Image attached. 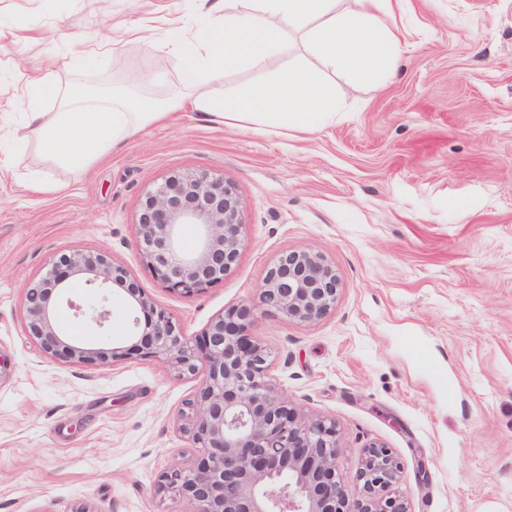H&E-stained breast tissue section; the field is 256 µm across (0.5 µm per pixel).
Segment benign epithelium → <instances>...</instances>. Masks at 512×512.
<instances>
[{
	"mask_svg": "<svg viewBox=\"0 0 512 512\" xmlns=\"http://www.w3.org/2000/svg\"><path fill=\"white\" fill-rule=\"evenodd\" d=\"M242 212V199L224 178L174 172L144 193L135 224L141 256L169 291L201 294L238 261ZM187 224L198 229L190 252L180 244ZM76 276L98 289L96 302L72 296L69 280ZM111 283L121 291V342L112 340L117 305ZM337 292L336 271L322 253L290 251L268 269L258 302L225 310L191 340L108 253L73 250L57 254L51 269L27 284L25 328L52 361L105 366L138 356L160 359L180 375L202 373L187 413L199 454L190 465L175 464L157 487L184 497L191 512H408L390 493L401 474L390 449L365 447L361 485L349 488L337 474L336 422L299 415L273 384L266 350L248 334L261 310L314 322L332 308ZM63 306L97 329L99 340L74 339L57 320Z\"/></svg>",
	"mask_w": 512,
	"mask_h": 512,
	"instance_id": "1",
	"label": "benign epithelium"
}]
</instances>
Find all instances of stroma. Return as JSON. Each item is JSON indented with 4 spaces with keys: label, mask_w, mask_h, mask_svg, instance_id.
<instances>
[{
    "label": "stroma",
    "mask_w": 512,
    "mask_h": 512,
    "mask_svg": "<svg viewBox=\"0 0 512 512\" xmlns=\"http://www.w3.org/2000/svg\"><path fill=\"white\" fill-rule=\"evenodd\" d=\"M206 0H0V140L20 136L18 80L55 62L78 89L126 85L170 117L136 129L86 171L30 141L0 173V512H189L157 489L197 450L185 431L199 383L159 360L58 364L24 329L23 289L64 249L103 250L188 338L258 299L268 269L321 252L339 290L321 319L262 312L250 329L301 413L333 419L338 472L359 482L366 445L398 458L410 512H512V0H403L406 34L387 84L340 71L335 123L313 133L226 124L192 111L173 22L211 23ZM94 42L109 49L74 64ZM300 40L243 91L296 64ZM233 183L246 242L222 282L168 291L135 245L142 196L175 171ZM427 484H420L419 470Z\"/></svg>",
    "instance_id": "1"
}]
</instances>
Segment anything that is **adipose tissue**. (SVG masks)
Wrapping results in <instances>:
<instances>
[{
	"label": "adipose tissue",
	"instance_id": "1",
	"mask_svg": "<svg viewBox=\"0 0 512 512\" xmlns=\"http://www.w3.org/2000/svg\"><path fill=\"white\" fill-rule=\"evenodd\" d=\"M376 0H211L209 10L220 17L210 26L185 36L177 32L169 51L186 56L185 77L193 88L194 111L224 121L248 120L262 126L307 132L322 129L336 117L335 93L321 75L343 71L354 79L390 78L402 51L398 27L378 20ZM304 31L307 49L296 66L281 70L271 81L252 86L243 95L217 93L227 70L247 63L264 67L285 29ZM29 104L26 126L48 148L60 166L84 169L121 144L137 126L163 119L122 99L107 100L54 81L53 67L24 75ZM52 92L60 106L43 111L39 97Z\"/></svg>",
	"mask_w": 512,
	"mask_h": 512
}]
</instances>
